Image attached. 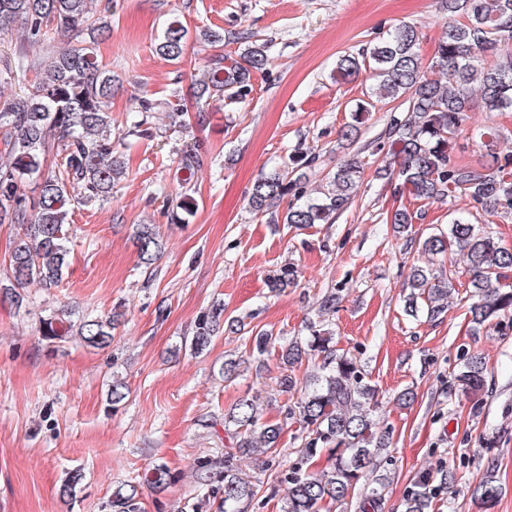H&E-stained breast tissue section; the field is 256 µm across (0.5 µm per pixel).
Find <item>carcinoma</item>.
Listing matches in <instances>:
<instances>
[{"label": "carcinoma", "instance_id": "obj_1", "mask_svg": "<svg viewBox=\"0 0 512 512\" xmlns=\"http://www.w3.org/2000/svg\"><path fill=\"white\" fill-rule=\"evenodd\" d=\"M91 0H0V31L16 21H25L28 37L48 41L53 32L77 31L88 41L53 54L40 65V77L26 95L0 106V130L12 161L0 165V224H18L24 232L10 257L14 287L37 283L58 286L69 265L66 225L72 206L106 200L124 176V166L115 155L112 141V71L98 60L95 40L104 31L100 17L91 11ZM448 30L440 41L430 67L417 52L415 27L401 24L386 37L357 54L339 57L336 73L355 78L370 71L376 87L356 104L346 136L357 132L362 115L382 102L403 100L405 109L394 113L386 141L384 176L396 180L413 200L432 202L461 195L471 208L487 217L512 216V153L496 151L502 138L488 125L466 126L473 102V85L479 86L482 107L487 112L512 111V58L501 61L498 53L512 42V0H446ZM187 27L171 20L155 47L168 61H178L188 39ZM269 63L263 49H247L244 64L224 65V56L211 59L208 70L196 83L195 99L201 102L219 92L243 97L251 73ZM485 148L488 160L478 167L456 157V141L462 134ZM316 157L301 156L295 169L275 168L254 182L248 204L265 213L287 203L283 223L303 228L310 224H332L354 198L364 174L362 162L346 160L327 174L328 188L319 199L307 192L304 176L297 168L309 167ZM203 164L196 149L184 152L180 169L189 181ZM39 181L38 195L19 192L27 181ZM423 219L419 209L396 208L387 216L394 233L407 237L412 224ZM142 263L151 265L160 255L163 240L149 224L136 234ZM417 252L448 258V266L434 272L415 262L408 277L409 293L404 312L416 319H434L445 312L444 300L454 290L458 274L453 255L465 259L469 274L468 314L472 334L486 329L501 314L512 313V285L506 271L512 269V252L480 231L470 219L459 216L448 231L433 232L418 240ZM300 271L282 267L270 281L275 290L298 286ZM224 307L216 305L197 318L184 348L195 354L209 346L221 327ZM115 317L87 319L77 326H63L50 317L41 322L42 336L62 341L74 331L88 345L105 346L112 340ZM333 336L324 324H313L308 336L288 340L270 330L254 336L252 354L259 359L277 350L282 373L280 391L291 395L284 422L264 418L260 396L240 399L224 413V456L197 461L202 481L212 471L224 468V484L208 488L219 500V512H247L259 492V484L242 471L244 459H263L284 488L280 512H329L342 505L368 476L357 512H382L385 490L390 484L387 466L391 459L390 432L377 422V389L350 355L332 345ZM310 362L315 368L309 384L298 392L297 381L288 371ZM245 359H227L221 367L231 380L248 369ZM462 391L475 394L486 383V367L478 356H465L455 375ZM296 426L299 441L296 457L280 456L278 446L284 423ZM325 466L318 467L320 460ZM169 466L160 461L149 469L146 482L155 490L171 481ZM445 470L420 472L406 489L401 512H434L437 496L452 484ZM138 486L122 484L112 491L109 512H137ZM502 495L501 484L488 472L471 490L472 498L491 512Z\"/></svg>", "mask_w": 512, "mask_h": 512}]
</instances>
